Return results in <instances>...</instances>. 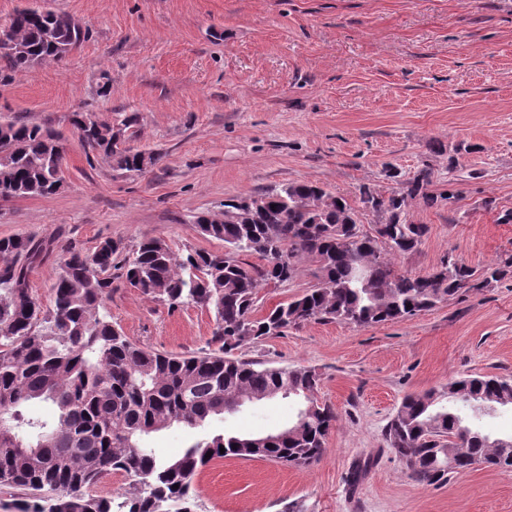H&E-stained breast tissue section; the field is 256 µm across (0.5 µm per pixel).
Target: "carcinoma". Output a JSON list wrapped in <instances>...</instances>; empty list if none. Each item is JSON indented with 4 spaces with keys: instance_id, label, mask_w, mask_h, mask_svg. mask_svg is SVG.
<instances>
[{
    "instance_id": "1",
    "label": "carcinoma",
    "mask_w": 512,
    "mask_h": 512,
    "mask_svg": "<svg viewBox=\"0 0 512 512\" xmlns=\"http://www.w3.org/2000/svg\"><path fill=\"white\" fill-rule=\"evenodd\" d=\"M13 18L10 38L21 51L4 59L13 75L69 54L50 35L74 49L88 37L71 16L43 6L20 8ZM69 122L87 158L116 170L142 174L161 159L129 145L138 137L134 113L122 112L100 128L87 122L85 112L72 113ZM68 151L69 138L49 124L0 122V200L57 194ZM430 182L425 168L405 193L362 188L361 209L378 218L368 230L344 197L312 181L230 197L224 221L210 222L204 214L195 220L201 236L224 242L221 253L178 256L158 239L126 251L106 238L84 252L34 235L0 237V486L51 492L37 512H194L193 478L214 459L318 460L336 421L333 408L315 397L318 375L266 366L236 351L312 322L404 320L506 275L512 256L481 272L451 255L427 275L397 267L392 257L416 251L428 232L408 218L411 201L419 197L432 206L455 198L428 194ZM55 252L60 272L52 306L44 311L30 291L29 274ZM250 256L261 263L247 261ZM304 258L316 263L317 283L256 315L260 292L292 280ZM116 282L171 309L209 310L217 349L176 356L131 341L105 306ZM277 395L295 398L302 408L294 423L275 433L226 431L168 460L142 445L152 432L201 427L235 412L241 400ZM32 400L52 404L55 418L27 416L24 407ZM479 403L493 411L512 405V378L469 376L448 383L441 395H408L388 421L385 441L410 476L427 485L481 463L511 469L512 447H501L464 413ZM450 444L462 449L451 469L441 452ZM370 465L368 459L350 469V489ZM111 473L128 477V489L111 498L90 494Z\"/></svg>"
}]
</instances>
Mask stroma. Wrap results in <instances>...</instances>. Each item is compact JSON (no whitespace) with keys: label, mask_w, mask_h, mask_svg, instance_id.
Returning a JSON list of instances; mask_svg holds the SVG:
<instances>
[{"label":"stroma","mask_w":512,"mask_h":512,"mask_svg":"<svg viewBox=\"0 0 512 512\" xmlns=\"http://www.w3.org/2000/svg\"><path fill=\"white\" fill-rule=\"evenodd\" d=\"M89 35L59 62L0 83V118L138 115V148L160 154L142 174L88 162L71 144L61 191L0 202V237L56 238L86 251L148 237L176 254L220 252L195 228L225 198L300 180L357 204L362 187L403 192L419 169L429 194L410 219L429 232L397 263L431 273L445 254L482 269L512 253V0H47ZM454 193L455 202L442 201ZM295 277L261 292L260 310L316 284ZM106 306L131 341L175 355L209 352L214 320L119 286ZM244 358L314 369L336 420L319 460L292 466L223 458L194 477L196 512H512V470L484 465L421 484L384 428L409 394L468 375L512 377V273L399 321L319 322L259 342ZM294 399L259 402L202 428L147 443L173 458L226 430L266 434L296 419ZM374 458L356 490L345 476Z\"/></svg>","instance_id":"35a3bbf8"}]
</instances>
